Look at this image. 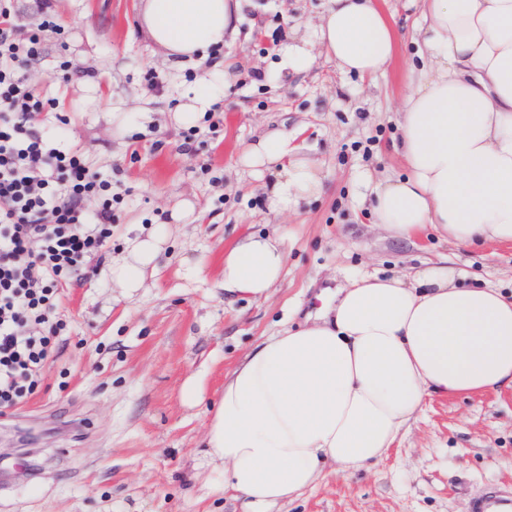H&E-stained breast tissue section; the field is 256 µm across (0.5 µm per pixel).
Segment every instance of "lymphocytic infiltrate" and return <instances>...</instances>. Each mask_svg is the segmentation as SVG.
<instances>
[{
    "instance_id": "obj_1",
    "label": "lymphocytic infiltrate",
    "mask_w": 512,
    "mask_h": 512,
    "mask_svg": "<svg viewBox=\"0 0 512 512\" xmlns=\"http://www.w3.org/2000/svg\"><path fill=\"white\" fill-rule=\"evenodd\" d=\"M40 33L20 38L11 0H0V410L32 393L69 283L106 246L124 201L111 172L37 130L46 107L22 72L39 55Z\"/></svg>"
}]
</instances>
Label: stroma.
Returning <instances> with one entry per match:
<instances>
[{"label": "stroma", "mask_w": 512, "mask_h": 512, "mask_svg": "<svg viewBox=\"0 0 512 512\" xmlns=\"http://www.w3.org/2000/svg\"><path fill=\"white\" fill-rule=\"evenodd\" d=\"M145 0H13L20 36L52 14L24 77L55 101L45 122L97 170H114L127 194L112 238L65 290L58 341L34 393L0 418V512H248L223 492L205 448L224 376L257 342L296 329L330 292L367 276L414 273L447 260L468 282L512 292V245L459 247L433 233L394 239L368 198L400 173L392 144L401 67L369 78L319 57L284 74L273 46L294 25L317 23L323 0L244 5L236 41L215 48L229 84L216 132L171 119L205 64L167 58L146 35ZM413 53L420 0H377ZM286 127L290 145L319 158L330 182L296 211L269 210L259 181L238 165L264 127ZM192 201L197 218L171 220ZM163 223L167 243L142 288L128 293L112 259L128 238ZM278 231L288 265L267 300L224 294V252L251 232ZM200 387L187 402L189 380ZM512 486V388L426 397L392 448L369 469L327 473L276 512H468L486 484Z\"/></svg>", "instance_id": "stroma-1"}]
</instances>
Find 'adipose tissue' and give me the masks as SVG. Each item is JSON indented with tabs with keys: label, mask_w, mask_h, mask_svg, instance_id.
Segmentation results:
<instances>
[{
	"label": "adipose tissue",
	"mask_w": 512,
	"mask_h": 512,
	"mask_svg": "<svg viewBox=\"0 0 512 512\" xmlns=\"http://www.w3.org/2000/svg\"><path fill=\"white\" fill-rule=\"evenodd\" d=\"M419 60H399L400 35L373 0H324L311 32H292L280 67L308 72L318 56L371 77L402 62L394 151L402 175L375 187L374 221L391 237L432 229L461 247L512 244V0H422ZM242 0H147L151 41L179 63L206 58L236 36ZM228 73L210 65L173 114L201 120L224 96ZM240 163L265 183L270 210L321 196L317 158L289 147L287 131L247 144ZM162 240L134 239L117 267L123 288L142 287ZM288 254L273 234L252 233L224 253V289L267 298ZM441 264L353 282L333 316L261 341L224 378L206 445L224 489L256 512L315 484L326 466L357 470L382 459L432 394L471 395L512 383V296L463 288Z\"/></svg>",
	"instance_id": "obj_1"
}]
</instances>
